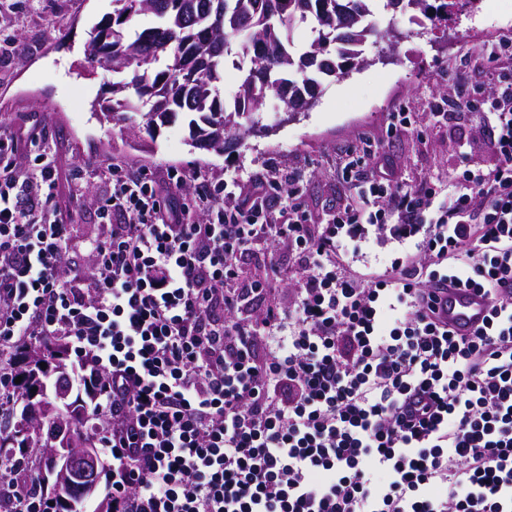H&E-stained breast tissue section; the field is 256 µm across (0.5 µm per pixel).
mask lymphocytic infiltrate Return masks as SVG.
<instances>
[{"label": "lymphocytic infiltrate", "instance_id": "obj_1", "mask_svg": "<svg viewBox=\"0 0 512 512\" xmlns=\"http://www.w3.org/2000/svg\"><path fill=\"white\" fill-rule=\"evenodd\" d=\"M457 82L491 167L413 185L357 148L316 224L295 171L115 164L87 269L52 153L19 163L37 136L1 125L0 413L18 349L64 340L112 512H512V65ZM377 240L393 257L357 267ZM442 281L490 296L473 335L435 319Z\"/></svg>", "mask_w": 512, "mask_h": 512}]
</instances>
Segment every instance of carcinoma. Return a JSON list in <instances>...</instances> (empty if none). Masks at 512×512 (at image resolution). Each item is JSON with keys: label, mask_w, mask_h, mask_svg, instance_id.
Returning <instances> with one entry per match:
<instances>
[{"label": "carcinoma", "mask_w": 512, "mask_h": 512, "mask_svg": "<svg viewBox=\"0 0 512 512\" xmlns=\"http://www.w3.org/2000/svg\"><path fill=\"white\" fill-rule=\"evenodd\" d=\"M375 0H112V14L90 32L85 54L93 63L97 55L112 56V73L120 79L111 85L112 99L104 116L115 125L140 114L144 130L157 128L179 113L194 115L189 121L192 146L204 149L200 135L224 152L242 129L258 127L267 99L279 101L287 116L311 109L325 79L339 78L348 69L370 64L366 44L378 35L372 4ZM441 0L430 12L427 0H383V10L406 16L421 14L431 24L447 11ZM151 14L156 24L131 28L139 15ZM311 25L314 34L301 53L291 50L293 28ZM239 72L233 105L221 97L219 84L225 66ZM36 368L22 369L19 386L28 404L38 381ZM76 415L72 427L77 439L90 440L92 418L87 407L72 401ZM23 434L13 427L0 436V466L12 463L11 448Z\"/></svg>", "instance_id": "1"}]
</instances>
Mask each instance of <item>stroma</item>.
<instances>
[{
    "label": "stroma",
    "mask_w": 512,
    "mask_h": 512,
    "mask_svg": "<svg viewBox=\"0 0 512 512\" xmlns=\"http://www.w3.org/2000/svg\"><path fill=\"white\" fill-rule=\"evenodd\" d=\"M112 11V0H14L0 12V31L19 41L18 57L0 61V123L38 124L55 157L59 199L71 209L75 245L69 259L87 265L86 236L98 230L95 196L106 189L101 167L138 163L160 173L178 165L244 180L265 165L299 170L301 201L313 217L345 197L336 163L360 139L373 140L400 177L447 180L463 160L489 163L482 141L456 114L431 116L438 97L454 100L456 75L476 64L492 66L490 52L512 46V0H479L474 12L440 22L423 34L399 23L401 37L389 43L387 20L366 47L377 59L344 79L328 78L317 104L296 118L266 106L265 128L244 134L235 151L221 154L193 147L180 115L155 136L131 125L100 120L91 105L109 100L111 72L87 63L91 28ZM413 124L391 137L386 125L400 106Z\"/></svg>",
    "instance_id": "1"
}]
</instances>
